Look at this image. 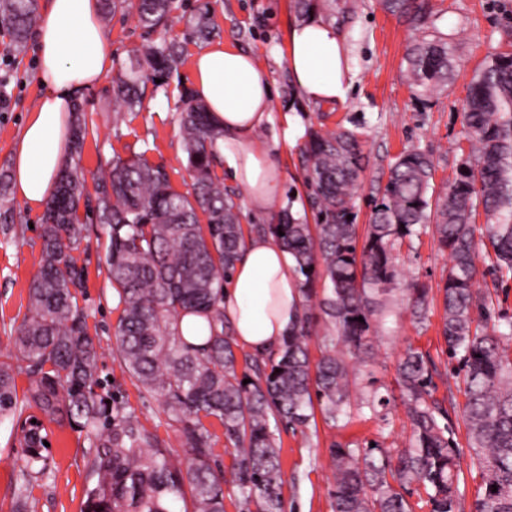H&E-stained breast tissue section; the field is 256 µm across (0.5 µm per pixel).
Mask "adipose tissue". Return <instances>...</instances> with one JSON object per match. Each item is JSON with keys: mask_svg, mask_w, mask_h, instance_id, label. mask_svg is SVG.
Listing matches in <instances>:
<instances>
[{"mask_svg": "<svg viewBox=\"0 0 512 512\" xmlns=\"http://www.w3.org/2000/svg\"><path fill=\"white\" fill-rule=\"evenodd\" d=\"M98 0H50L38 27L37 80L44 90L29 114L13 165L15 195L40 211L53 194L70 140L76 97L112 64V44L98 21ZM286 62L300 97L312 106L346 102L354 71L333 23L309 18L288 33ZM191 82L224 136L218 142L226 178L246 192L252 215L270 212L279 190L275 156L297 140L298 116L273 109L267 66L252 54L215 42L192 57ZM274 129L261 145L259 130ZM300 308L295 261L274 237L245 241L224 286V317L236 344L262 355L275 349Z\"/></svg>", "mask_w": 512, "mask_h": 512, "instance_id": "adipose-tissue-1", "label": "adipose tissue"}]
</instances>
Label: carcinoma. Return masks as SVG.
<instances>
[{
	"instance_id": "obj_1",
	"label": "carcinoma",
	"mask_w": 512,
	"mask_h": 512,
	"mask_svg": "<svg viewBox=\"0 0 512 512\" xmlns=\"http://www.w3.org/2000/svg\"><path fill=\"white\" fill-rule=\"evenodd\" d=\"M390 13L411 15L420 24L425 6L417 0H380ZM297 16L326 13L332 0H292ZM176 0H102V11L127 12L146 33L163 34L112 81L115 100L141 106L147 84L166 80L183 62L184 48L166 37L184 16ZM39 0H0V32L6 50L26 51L39 19ZM200 40L215 35L207 14L192 18ZM448 43L423 39L407 54V78L415 87L448 83ZM179 131L192 188L176 190L167 171L134 153L112 160L89 192L80 162L89 134L73 125L71 160L61 168L41 233V267L29 286L28 305L0 359V419L35 408L20 427L16 512H27L32 483L50 471L42 454L45 422L64 417L90 442L85 467L91 479L82 512H224L233 497L240 512H285L280 448L276 430L316 425L315 409L337 423L351 418L350 365L345 355L370 353L377 307L395 281L394 251L418 229L432 226L438 250L451 265L442 286V334L455 360L457 388L468 447L481 471L484 490L473 512H512V321L487 332L492 320L487 296L476 288L479 267L477 206L488 217L486 236L496 271L512 279V52L491 55L476 72L466 101V134L475 163L465 162L437 195H428L434 171L431 155L414 148L400 154L375 203L363 242L353 201L363 154L356 132L311 128L300 157L307 201L315 224L288 210L279 224L259 225L256 235L276 238L294 256L300 310L280 344L266 355H244L249 370H238L236 344L224 323V284L245 242L233 201L215 169L224 132L207 106L184 89ZM96 217L105 237L108 278L120 297L115 330L121 369L144 390L158 394L167 417L181 424L185 456L172 457L138 418L103 394L98 350L77 295L85 288L78 264L84 225L79 210ZM323 278L328 287L317 293ZM412 314L425 316L429 288L410 283ZM317 303L323 319V351L312 361L309 342ZM183 313L209 318L210 336L201 345L185 342L177 321ZM363 321H357V318ZM27 364L29 385L18 396L13 361ZM428 352L407 347L397 366V384L412 436L396 453L377 443L350 448L334 444L329 456L335 485L332 512H414L409 497L424 489L430 512H458L460 451L445 401L436 399L434 378L448 375ZM249 383H243V380ZM224 427L232 449L231 479L213 459V434L204 420Z\"/></svg>"
}]
</instances>
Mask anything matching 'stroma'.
<instances>
[{
	"label": "stroma",
	"mask_w": 512,
	"mask_h": 512,
	"mask_svg": "<svg viewBox=\"0 0 512 512\" xmlns=\"http://www.w3.org/2000/svg\"><path fill=\"white\" fill-rule=\"evenodd\" d=\"M424 23H414L409 15L385 11L380 0H336L328 13L341 35L356 73L354 88L345 103L316 107L303 103L291 84L285 60L288 30L297 18L290 0H188L189 10L209 12L218 27L220 40L254 54L268 65L274 92V108L297 111L304 126L328 130L344 126L359 133L363 142V169L354 197L356 222L370 224L379 189L389 169L405 149L417 147L432 154L434 189L453 181L464 161L475 154L465 136L464 112L469 86L478 67L492 54L512 48V0H427ZM100 24L112 43V67L120 69L137 55L145 36L135 19L117 13L100 16ZM188 53L142 107L128 111L112 99V78L104 76L77 98L88 126L96 136L87 138L80 164L87 176L116 157L142 153L168 171L178 191L189 190L191 176L179 133L177 106L184 88L190 84L189 56L201 45L190 23L171 31ZM447 42L453 56V72L446 86L430 92L412 87L406 76V54L421 39ZM38 53L29 48L22 57L0 50V73L11 80L6 92L11 99L8 111L0 112V172L11 170L14 151L25 121L42 94L37 81ZM280 189L274 211L293 208L302 212L307 189L299 160L298 145L284 147L276 156ZM13 207L16 220L0 224V352H7L28 303V288L41 260L43 215L31 211L15 194L5 199ZM95 218L85 220L88 249L80 255L87 271L86 287L79 304L88 315L89 331L99 345L100 376L107 390H120L126 411L154 432L171 451L181 457V425L169 420L158 395L139 387L124 373L117 360L115 328L121 307L112 300V285L104 264V244L98 241ZM398 276L386 294L389 316L372 335L370 367L354 365L351 392L361 401L374 389L387 391L391 402L385 415L369 409L353 412L351 418L332 423L317 418L315 431L301 433L281 428L280 458L284 480L286 512H332L329 491L333 484L329 448L341 443L352 448L371 440L398 449L407 445L410 427L405 416L395 377L398 360L406 345L429 351L443 360L442 280L450 265L446 253L437 250L430 232H423L395 253ZM477 287L488 294L496 317L512 321V280L498 281L487 254H480ZM418 281L429 289V305L424 323H416L405 288ZM456 435L463 451L460 459L461 512H472L483 482L467 449L462 417H455ZM50 473L34 482L28 493V512H81L89 485L84 456L89 443L83 433L68 423L47 426ZM22 450L11 421L0 423V512H15L16 461Z\"/></svg>",
	"instance_id": "obj_1"
}]
</instances>
